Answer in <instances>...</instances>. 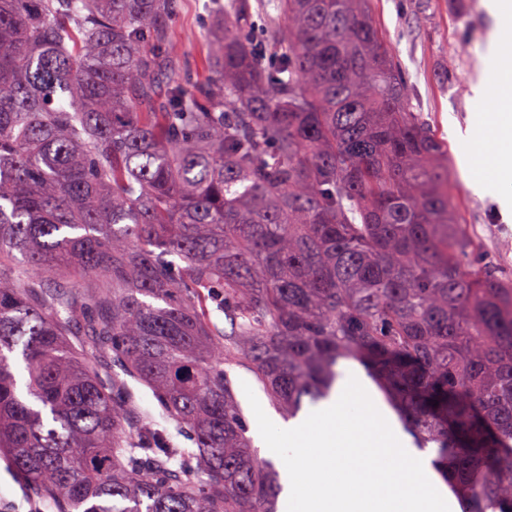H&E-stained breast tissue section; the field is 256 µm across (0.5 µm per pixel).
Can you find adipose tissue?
<instances>
[{
  "mask_svg": "<svg viewBox=\"0 0 512 512\" xmlns=\"http://www.w3.org/2000/svg\"><path fill=\"white\" fill-rule=\"evenodd\" d=\"M487 7L496 20L494 48L505 64L474 88L480 122L491 137L459 157L458 165L475 193L492 190L507 199L512 197V0H489Z\"/></svg>",
  "mask_w": 512,
  "mask_h": 512,
  "instance_id": "adipose-tissue-1",
  "label": "adipose tissue"
}]
</instances>
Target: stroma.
Here are the masks:
<instances>
[{"instance_id": "stroma-1", "label": "stroma", "mask_w": 512, "mask_h": 512, "mask_svg": "<svg viewBox=\"0 0 512 512\" xmlns=\"http://www.w3.org/2000/svg\"><path fill=\"white\" fill-rule=\"evenodd\" d=\"M209 0H180L173 39L180 52L197 61L213 20ZM371 16L391 44L414 94L413 105L429 129L446 140L450 158L466 150L450 138L448 127L474 125L473 85L490 63L487 41L493 20L484 0H371ZM459 216L469 224L481 252L495 258L500 271L512 275V211L495 195L475 194L458 178Z\"/></svg>"}]
</instances>
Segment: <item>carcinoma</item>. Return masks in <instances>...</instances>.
Listing matches in <instances>:
<instances>
[{
	"mask_svg": "<svg viewBox=\"0 0 512 512\" xmlns=\"http://www.w3.org/2000/svg\"><path fill=\"white\" fill-rule=\"evenodd\" d=\"M367 4L227 0L197 78L178 0H0V455L46 512H277L225 366L293 418L342 360L512 512V277ZM112 372L118 374L121 379H125L128 382L133 391L135 403L141 415L157 424H160L161 426H167L172 432H175L173 427L167 425L162 419L157 401L148 388L131 379L129 376H126L118 366H112Z\"/></svg>",
	"mask_w": 512,
	"mask_h": 512,
	"instance_id": "cac0c4a2",
	"label": "carcinoma"
}]
</instances>
